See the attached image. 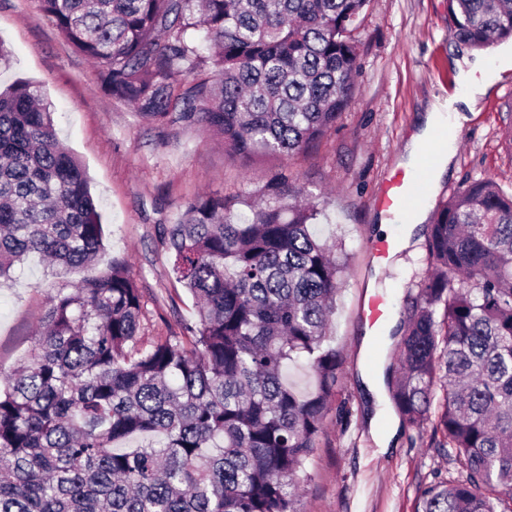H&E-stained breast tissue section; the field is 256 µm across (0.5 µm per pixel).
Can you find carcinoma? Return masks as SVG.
Masks as SVG:
<instances>
[{
	"instance_id": "cac0c4a2",
	"label": "carcinoma",
	"mask_w": 512,
	"mask_h": 512,
	"mask_svg": "<svg viewBox=\"0 0 512 512\" xmlns=\"http://www.w3.org/2000/svg\"><path fill=\"white\" fill-rule=\"evenodd\" d=\"M370 0H38L103 88L160 125H202L245 161L327 137L357 89ZM472 50L512 41V0H447ZM285 170L234 213L198 197L159 228L197 321L145 341L123 260L38 87L0 92V280L29 257L63 278L0 389V512H300L341 371L327 322L346 271ZM426 275L397 333L395 410L442 433L463 475L415 512H512V193L479 178L437 204ZM306 366L313 386L288 382ZM136 436L152 441L119 444Z\"/></svg>"
}]
</instances>
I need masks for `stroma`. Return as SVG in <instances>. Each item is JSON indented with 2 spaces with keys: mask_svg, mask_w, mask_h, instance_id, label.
Returning a JSON list of instances; mask_svg holds the SVG:
<instances>
[{
  "mask_svg": "<svg viewBox=\"0 0 512 512\" xmlns=\"http://www.w3.org/2000/svg\"><path fill=\"white\" fill-rule=\"evenodd\" d=\"M357 38L358 88L335 129L281 163L230 156L202 127L158 125L105 93L94 65L41 16L37 0H0V42L10 52L0 87L30 81L50 101L58 138L84 166L102 215L104 250L87 273L102 275L115 259L128 264L148 300L145 338L180 333L196 320L195 301L174 279L159 225L176 223L187 202L209 194L245 212L242 197L282 166L316 197L322 208L316 230L341 243L349 268L328 326L329 342L342 355L341 375L306 463L309 479L298 507L415 512L420 490L458 477L459 467L435 447L431 428L400 424L384 448L368 423L374 406L360 375L381 361L396 364L397 354L379 337L363 347V300L382 295L390 314L403 317L426 272L417 243L389 264L373 259L369 245L380 239L384 219L376 201L403 169L407 147L432 110L459 115L461 127L456 154L437 184L418 169L426 187L417 209L433 212L473 178L512 191V41L481 52L457 43L446 0H371ZM60 285L34 257L0 286L1 380L27 358L45 304Z\"/></svg>",
  "mask_w": 512,
  "mask_h": 512,
  "instance_id": "obj_1",
  "label": "stroma"
}]
</instances>
